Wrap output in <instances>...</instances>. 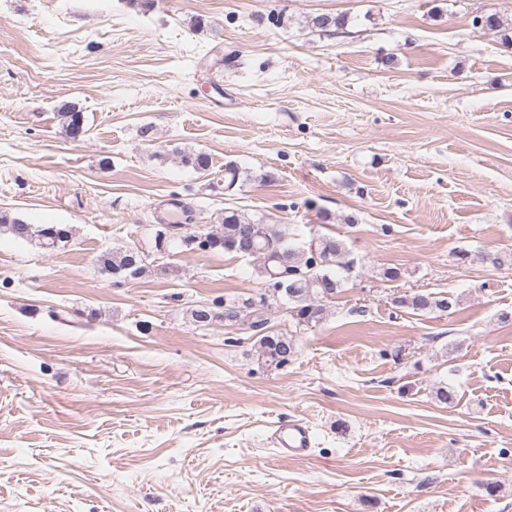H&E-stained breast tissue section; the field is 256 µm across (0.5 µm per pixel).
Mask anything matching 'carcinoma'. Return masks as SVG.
Wrapping results in <instances>:
<instances>
[{
  "label": "carcinoma",
  "mask_w": 512,
  "mask_h": 512,
  "mask_svg": "<svg viewBox=\"0 0 512 512\" xmlns=\"http://www.w3.org/2000/svg\"><path fill=\"white\" fill-rule=\"evenodd\" d=\"M313 27L334 32L345 26V17L321 14L312 18ZM260 229L250 256L259 260V275L264 279V293L260 304L238 298L224 299V321L245 326L259 334V357L269 367L280 368L287 364L296 353V340L292 336L258 329L271 322L272 311L287 309L297 323L310 324L323 318L325 303L336 298L345 281L344 274L351 272L354 261L343 260L344 243L333 237L318 236L306 244L292 248L288 235L279 224H264L251 221L238 212H224V222L214 231L200 237L188 234L181 238V244L190 250L239 253L235 247L243 232L252 226ZM7 232L16 239L37 240L51 248L69 238L70 231L56 225L27 224L19 219L8 221L0 217V232ZM98 263L101 271L109 274L115 282L125 283L139 278L146 270V258L132 246L115 248L103 252ZM406 308L422 313H452L458 307L453 295L415 293L398 298Z\"/></svg>",
  "instance_id": "obj_1"
}]
</instances>
